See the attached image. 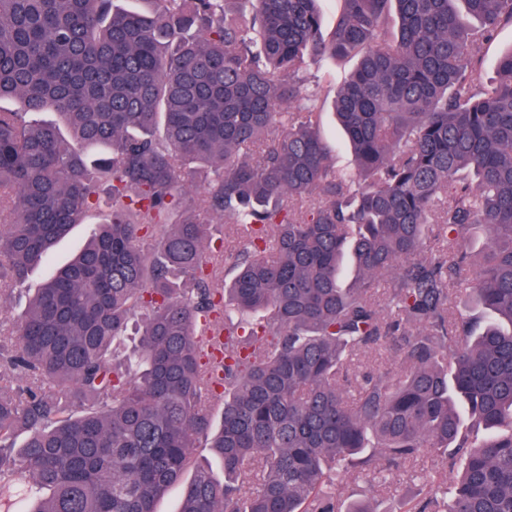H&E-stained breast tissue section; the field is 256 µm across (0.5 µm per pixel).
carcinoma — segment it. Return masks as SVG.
Instances as JSON below:
<instances>
[{
  "instance_id": "obj_1",
  "label": "carcinoma",
  "mask_w": 512,
  "mask_h": 512,
  "mask_svg": "<svg viewBox=\"0 0 512 512\" xmlns=\"http://www.w3.org/2000/svg\"><path fill=\"white\" fill-rule=\"evenodd\" d=\"M148 2L0 0V298L99 216L0 349L31 380L0 384V495L22 473L24 512H156L190 471L179 512H374L337 509L332 476L428 448L459 468L441 512H512V50L472 82L512 0H337L328 34L320 0ZM307 55L356 60L334 100L352 170ZM382 346L400 371L347 388ZM139 322L140 317L133 320L126 332V336L113 346L111 352V358L114 363H123L125 359L133 354L139 347L140 336H139Z\"/></svg>"
}]
</instances>
